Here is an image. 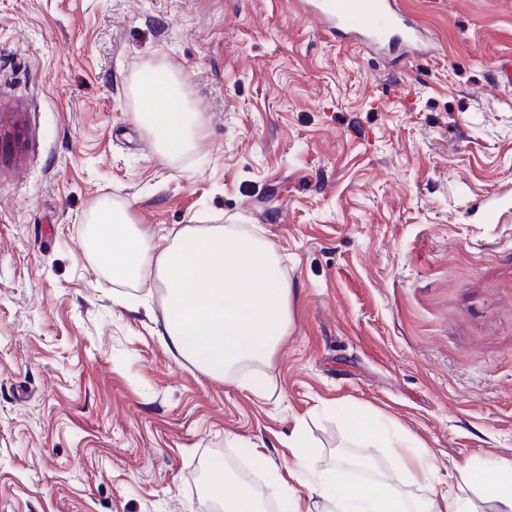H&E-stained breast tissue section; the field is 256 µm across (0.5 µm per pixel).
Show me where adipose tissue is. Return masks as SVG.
Listing matches in <instances>:
<instances>
[{
    "mask_svg": "<svg viewBox=\"0 0 512 512\" xmlns=\"http://www.w3.org/2000/svg\"><path fill=\"white\" fill-rule=\"evenodd\" d=\"M138 126L151 135L155 149L167 158L195 148L202 126L192 112L181 82L156 68L138 84ZM90 258L116 279H134L143 286L163 283L159 340L181 359L212 377H226L246 365L270 359L290 321L291 288L274 279L280 258L265 238L238 226L189 224L165 246L134 224L123 208L100 205L92 214ZM349 424L361 450L387 446L408 482L425 486L428 497L411 502L400 491L375 482L355 483L344 462L322 467L302 432L288 440L292 450L286 478L280 479L281 512H466L464 488L476 486L497 512H512V464L487 466L453 463L447 486L434 483L433 453L405 443L380 418L353 411ZM315 484L301 492L304 475ZM209 490L221 512H263L252 489L230 485L223 461H214Z\"/></svg>",
    "mask_w": 512,
    "mask_h": 512,
    "instance_id": "1",
    "label": "adipose tissue"
}]
</instances>
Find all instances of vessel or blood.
Listing matches in <instances>:
<instances>
[{"mask_svg": "<svg viewBox=\"0 0 512 512\" xmlns=\"http://www.w3.org/2000/svg\"><path fill=\"white\" fill-rule=\"evenodd\" d=\"M313 19L328 32L364 45H416L421 31L396 0H307Z\"/></svg>", "mask_w": 512, "mask_h": 512, "instance_id": "obj_1", "label": "vessel or blood"}]
</instances>
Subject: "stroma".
<instances>
[{"mask_svg": "<svg viewBox=\"0 0 512 512\" xmlns=\"http://www.w3.org/2000/svg\"><path fill=\"white\" fill-rule=\"evenodd\" d=\"M421 55L324 31L299 0H0V512H212L214 459L279 512L300 429L360 453L361 408L441 461H512V0H399ZM203 122L162 157L146 66ZM126 205L268 240L291 322L262 396L159 342L165 290L112 281L87 217Z\"/></svg>", "mask_w": 512, "mask_h": 512, "instance_id": "obj_1", "label": "stroma"}]
</instances>
